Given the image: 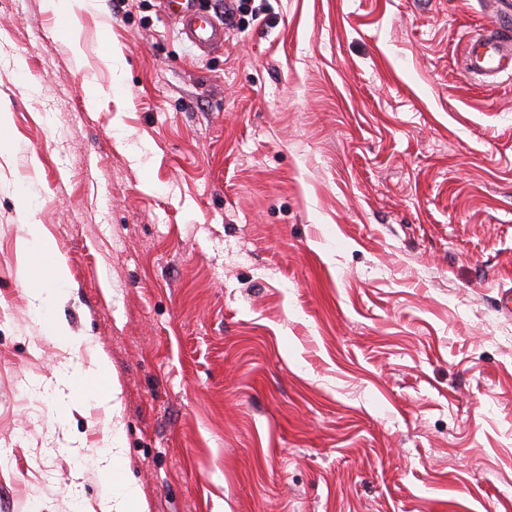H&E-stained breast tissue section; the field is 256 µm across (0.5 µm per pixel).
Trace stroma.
I'll return each mask as SVG.
<instances>
[{"label":"stroma","mask_w":512,"mask_h":512,"mask_svg":"<svg viewBox=\"0 0 512 512\" xmlns=\"http://www.w3.org/2000/svg\"><path fill=\"white\" fill-rule=\"evenodd\" d=\"M241 2L204 53L157 0L72 40L0 0V512L107 484L101 412L62 439L46 389L28 222L148 512H512V78L462 62L512 0Z\"/></svg>","instance_id":"stroma-1"}]
</instances>
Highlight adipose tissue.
I'll return each instance as SVG.
<instances>
[{"instance_id":"adipose-tissue-1","label":"adipose tissue","mask_w":512,"mask_h":512,"mask_svg":"<svg viewBox=\"0 0 512 512\" xmlns=\"http://www.w3.org/2000/svg\"><path fill=\"white\" fill-rule=\"evenodd\" d=\"M18 249L23 256L38 257L47 265L44 283L27 288L26 293L40 331L66 356L54 383L60 416L72 419L90 400L107 413L117 412L119 390L108 379L107 357L91 350L89 338L72 330L64 319L46 314L50 303L61 304L68 300L70 275L62 258L49 247L43 225H24Z\"/></svg>"}]
</instances>
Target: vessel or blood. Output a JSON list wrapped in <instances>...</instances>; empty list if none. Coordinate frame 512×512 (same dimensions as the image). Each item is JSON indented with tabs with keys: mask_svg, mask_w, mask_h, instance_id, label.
Listing matches in <instances>:
<instances>
[{
	"mask_svg": "<svg viewBox=\"0 0 512 512\" xmlns=\"http://www.w3.org/2000/svg\"><path fill=\"white\" fill-rule=\"evenodd\" d=\"M160 8L181 25L183 33L198 48L209 50L223 43L222 20L199 15L194 0H160ZM462 57L465 75L481 76L486 85L493 86L501 79L512 77V39L501 33L497 26L469 35L463 45Z\"/></svg>",
	"mask_w": 512,
	"mask_h": 512,
	"instance_id": "obj_1",
	"label": "vessel or blood"
}]
</instances>
